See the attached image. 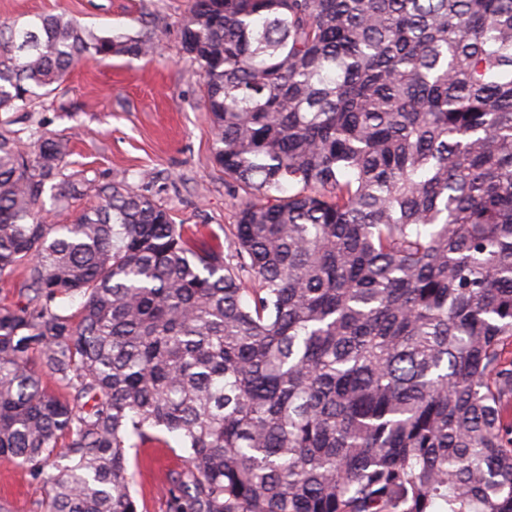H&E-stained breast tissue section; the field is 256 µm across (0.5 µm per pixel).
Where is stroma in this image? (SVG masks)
<instances>
[{"label":"stroma","mask_w":512,"mask_h":512,"mask_svg":"<svg viewBox=\"0 0 512 512\" xmlns=\"http://www.w3.org/2000/svg\"><path fill=\"white\" fill-rule=\"evenodd\" d=\"M188 0H0V22L35 14H68L101 35L158 26L162 38L149 58L88 60L32 111L20 126H38L61 140L67 175L84 194L67 208L46 189L51 224L72 223L93 204L97 185L114 178L139 184L152 178L156 199L174 223L196 229L209 246L226 250L224 229L236 220L238 198L213 159L214 129L203 105L199 68L182 48L180 23ZM184 448H134L129 466L138 512H169L168 478L185 467ZM46 488L0 457V494L11 512H43Z\"/></svg>","instance_id":"35a3bbf8"}]
</instances>
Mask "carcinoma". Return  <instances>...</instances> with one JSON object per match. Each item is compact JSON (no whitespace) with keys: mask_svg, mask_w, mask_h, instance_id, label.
<instances>
[{"mask_svg":"<svg viewBox=\"0 0 512 512\" xmlns=\"http://www.w3.org/2000/svg\"><path fill=\"white\" fill-rule=\"evenodd\" d=\"M180 33L227 254L143 177L45 223L66 147L12 115L159 32L0 23V456L45 512H138L128 451L173 441L171 512H512V0H190Z\"/></svg>","mask_w":512,"mask_h":512,"instance_id":"obj_1","label":"carcinoma"}]
</instances>
